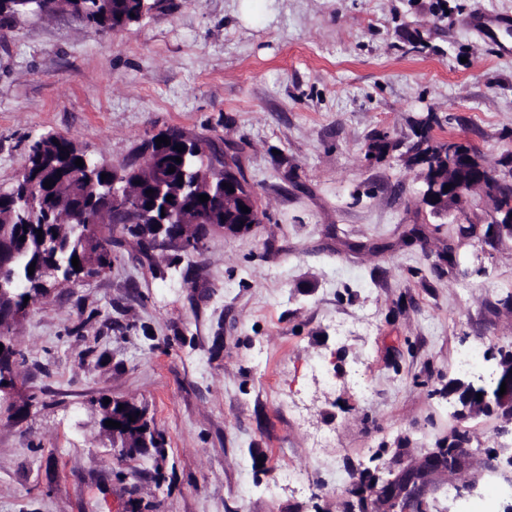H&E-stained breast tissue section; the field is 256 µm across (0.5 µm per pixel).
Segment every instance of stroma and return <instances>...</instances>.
Listing matches in <instances>:
<instances>
[{"instance_id":"1","label":"stroma","mask_w":512,"mask_h":512,"mask_svg":"<svg viewBox=\"0 0 512 512\" xmlns=\"http://www.w3.org/2000/svg\"><path fill=\"white\" fill-rule=\"evenodd\" d=\"M499 14L512 0H162L119 32L68 13L1 26L0 190L42 133L113 164L176 127L238 148L262 219L189 255L115 231L109 268L26 312L0 512H351L368 473L461 427L469 465L429 479L427 512H460L452 487L490 498L512 434L459 420L451 388L512 348V240L486 237L479 199L433 214L419 168L368 145L428 118L432 139L512 158V32L471 25ZM415 224L425 240L403 244ZM107 398L142 407L163 454L121 456ZM299 468L311 489L276 482Z\"/></svg>"}]
</instances>
